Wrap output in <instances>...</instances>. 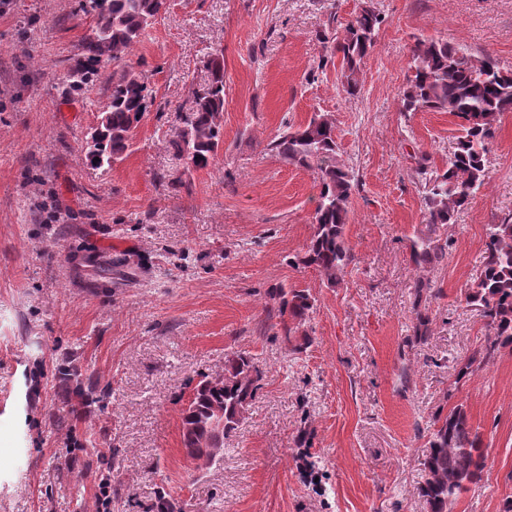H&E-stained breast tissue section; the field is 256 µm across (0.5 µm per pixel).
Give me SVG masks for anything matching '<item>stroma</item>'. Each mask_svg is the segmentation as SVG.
I'll list each match as a JSON object with an SVG mask.
<instances>
[{
	"mask_svg": "<svg viewBox=\"0 0 512 512\" xmlns=\"http://www.w3.org/2000/svg\"><path fill=\"white\" fill-rule=\"evenodd\" d=\"M361 0H170L129 58L154 103L125 159L90 168L85 136L112 81L79 95L64 76L90 19L77 0H0V512H147L165 491L181 512H427L418 493L444 394L464 405L484 477L451 512L512 499V352L466 381L483 319L461 294L486 228L512 215V113L486 154L489 185L453 224L426 223L423 171L445 168L458 134L445 112H406L412 48L434 38L512 68V0H372L382 17L341 92L334 39ZM224 56V142L186 168L171 142L207 61ZM331 115L356 187L354 256L327 286L298 262L319 192L311 171L267 145L283 122ZM182 187H174V180ZM448 242L416 267L410 241ZM440 288L431 334L409 345L419 276ZM309 288L312 344L291 353L265 311L274 285ZM253 355L262 385L223 459L199 468L180 410L199 375ZM93 381L77 398L63 379Z\"/></svg>",
	"mask_w": 512,
	"mask_h": 512,
	"instance_id": "obj_1",
	"label": "stroma"
}]
</instances>
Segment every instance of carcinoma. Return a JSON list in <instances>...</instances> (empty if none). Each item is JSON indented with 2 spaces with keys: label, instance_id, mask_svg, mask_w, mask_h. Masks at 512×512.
Here are the masks:
<instances>
[{
  "label": "carcinoma",
  "instance_id": "obj_1",
  "mask_svg": "<svg viewBox=\"0 0 512 512\" xmlns=\"http://www.w3.org/2000/svg\"><path fill=\"white\" fill-rule=\"evenodd\" d=\"M169 0H78L79 11L93 25L79 46L80 59L67 73L72 94H80L102 71L112 70V94L90 135L86 158L94 170L107 172L133 146V129L152 104L148 80L128 64V56ZM382 22L367 0L336 39L334 50L343 68L342 91L360 90L363 60L375 46ZM411 75L402 93L406 112H447L459 120L460 134L442 173L425 180L424 209L428 224H452L455 214L488 185L486 142L494 137L504 114L512 112V69L490 55L474 56L463 48L435 39H418L412 49ZM208 84L193 95L184 126L172 140L175 155L195 168L214 160L223 143L224 62L208 61ZM284 162L313 172L319 185L313 232L299 263L312 267L326 284L340 282L352 261L345 239L355 177L337 159L336 133L328 114L316 113L309 122L286 129L270 144ZM419 267L435 266L447 256L448 243L418 237L410 245ZM439 295L431 281H419L414 306L417 325L408 343L428 334L429 319L421 305ZM465 304L477 310L488 334L484 343L464 359L457 380L473 374L503 349L512 351V217L487 228L485 256L476 276L463 291ZM268 316L279 319L283 341L297 352L310 344L303 327L313 313L315 298L307 288L272 287L265 295ZM302 342L293 343L296 334ZM264 372L251 354L235 352L224 361V376L205 374L191 389L181 410L182 446L200 466L224 454V438L238 429L252 404ZM430 452L423 462L419 494L429 512H448L463 492L480 482L485 469L479 433L463 405L436 414L431 423Z\"/></svg>",
  "mask_w": 512,
  "mask_h": 512
}]
</instances>
